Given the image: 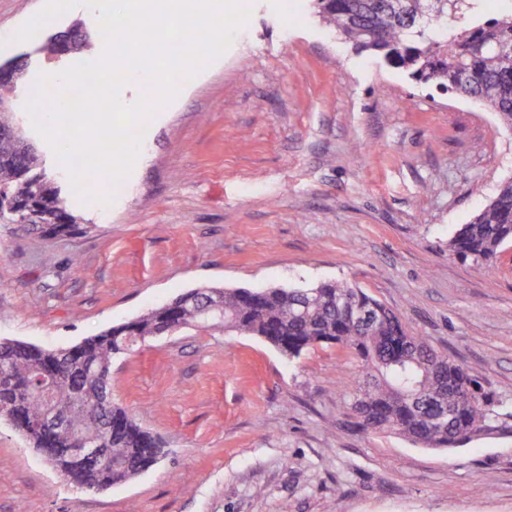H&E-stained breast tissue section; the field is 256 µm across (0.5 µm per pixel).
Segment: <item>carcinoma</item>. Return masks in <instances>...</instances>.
<instances>
[{"instance_id": "obj_1", "label": "carcinoma", "mask_w": 512, "mask_h": 512, "mask_svg": "<svg viewBox=\"0 0 512 512\" xmlns=\"http://www.w3.org/2000/svg\"><path fill=\"white\" fill-rule=\"evenodd\" d=\"M318 15L358 53L380 56L417 83L433 84L482 103L512 132V12L489 15L487 0H312ZM17 84L0 80V219L39 224L50 235H75L89 226L61 197L56 171L24 140L11 101ZM512 242V179L472 220L448 251L479 265ZM145 315L69 348L0 344V417L45 441L52 464L70 471L79 435H105L108 459L82 470V485L107 488L149 469L165 453L158 437L112 403L110 370L134 329L153 336L174 322L204 324L263 339L289 360L317 344H331L362 364L348 387L354 426L402 436L426 448H451L490 419L477 382L448 354L409 332L400 316L359 288L337 281L304 287L218 288L189 291ZM222 314L202 322L206 302ZM55 393L61 421L49 425Z\"/></svg>"}]
</instances>
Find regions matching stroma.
Listing matches in <instances>:
<instances>
[{
  "label": "stroma",
  "instance_id": "stroma-1",
  "mask_svg": "<svg viewBox=\"0 0 512 512\" xmlns=\"http://www.w3.org/2000/svg\"><path fill=\"white\" fill-rule=\"evenodd\" d=\"M229 50L145 120L88 233L0 222V341L68 348L203 286L343 281L397 311L479 381L492 417L448 450L353 430L360 369L330 346L284 358L238 332L190 327L112 361V400L165 456L105 489L64 481L0 419V512H512V243L493 266L448 252L512 178V132L479 103L355 53L311 0H242ZM45 0H0V63L28 56L14 108L47 164L25 101L38 75L95 59L105 40L72 9L37 40L13 33ZM78 32L62 60L38 39ZM492 495L474 494L479 480Z\"/></svg>",
  "mask_w": 512,
  "mask_h": 512
}]
</instances>
